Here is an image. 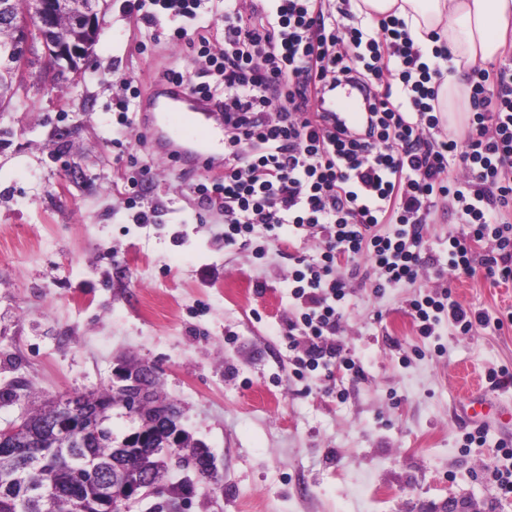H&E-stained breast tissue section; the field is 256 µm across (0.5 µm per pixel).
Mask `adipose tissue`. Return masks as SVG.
<instances>
[{"instance_id": "adipose-tissue-1", "label": "adipose tissue", "mask_w": 512, "mask_h": 512, "mask_svg": "<svg viewBox=\"0 0 512 512\" xmlns=\"http://www.w3.org/2000/svg\"><path fill=\"white\" fill-rule=\"evenodd\" d=\"M350 6L373 22L389 14L403 19L425 62L447 47L453 72L438 94L446 113L467 105L473 66L512 53V0H350Z\"/></svg>"}]
</instances>
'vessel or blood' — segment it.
<instances>
[{"label": "vessel or blood", "instance_id": "obj_1", "mask_svg": "<svg viewBox=\"0 0 512 512\" xmlns=\"http://www.w3.org/2000/svg\"><path fill=\"white\" fill-rule=\"evenodd\" d=\"M148 100L153 112L152 136L161 153L191 159L202 167L222 163L223 154L214 149L222 122L213 108L186 89L167 85L151 86ZM329 106L345 125L359 124L363 118V94L353 85L342 84Z\"/></svg>", "mask_w": 512, "mask_h": 512}]
</instances>
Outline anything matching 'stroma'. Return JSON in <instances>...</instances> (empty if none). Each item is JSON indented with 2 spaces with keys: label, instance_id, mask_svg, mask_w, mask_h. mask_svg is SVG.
<instances>
[{
  "label": "stroma",
  "instance_id": "stroma-1",
  "mask_svg": "<svg viewBox=\"0 0 512 512\" xmlns=\"http://www.w3.org/2000/svg\"><path fill=\"white\" fill-rule=\"evenodd\" d=\"M176 26L106 0L82 75L46 81L36 62L0 112V427L97 391L134 360L155 368L159 394L216 459L215 494L195 490L184 512H448L453 498L512 512L492 476L512 448L498 418L512 410V280L480 266L450 274L448 236L466 227L437 210L415 283L376 290L366 258L338 257L340 356L296 371L310 340L288 330V281L318 239L283 229L261 255L225 245L219 205L201 204L182 164L154 151L138 188L127 184L146 129L123 81L145 90L167 68L194 74ZM133 192L151 223L134 222ZM442 291L487 323L463 334L444 320L420 336L409 302ZM478 396L497 411L476 423ZM479 429L485 443L465 445Z\"/></svg>",
  "mask_w": 512,
  "mask_h": 512
}]
</instances>
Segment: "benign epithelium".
<instances>
[{"instance_id":"1","label":"benign epithelium","mask_w":512,"mask_h":512,"mask_svg":"<svg viewBox=\"0 0 512 512\" xmlns=\"http://www.w3.org/2000/svg\"><path fill=\"white\" fill-rule=\"evenodd\" d=\"M100 14L99 0H0V67L13 80L12 87H0V111L11 106L19 80L39 50L51 63L50 73L80 75L98 39ZM110 386L112 407L123 409L135 423L116 448L119 457L127 456L134 440L146 436L153 425L179 416L141 368H122ZM90 397V393L72 395L59 404L46 444L16 447L17 437L27 430V415L0 427V494L16 500L23 512H66L62 505L80 501L82 486L89 482L95 483L98 512H129L132 504L157 495L151 479L131 475L123 463L114 464L108 473L89 454L71 455V449L86 443L90 435L110 431L112 413L104 410L98 411L91 425L84 424L85 401ZM161 453L167 468L190 469L199 475L215 467L214 457L201 442L189 448L164 447ZM60 455L70 459L64 479L49 475L46 468L47 460Z\"/></svg>"}]
</instances>
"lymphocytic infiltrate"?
<instances>
[{"instance_id": "f902f5d3", "label": "lymphocytic infiltrate", "mask_w": 512, "mask_h": 512, "mask_svg": "<svg viewBox=\"0 0 512 512\" xmlns=\"http://www.w3.org/2000/svg\"><path fill=\"white\" fill-rule=\"evenodd\" d=\"M260 19L224 0V48L211 54L201 31L176 39L204 57L196 75L167 70L224 113V174L191 189L224 211V243L250 239L256 227L322 239L319 258L300 259L291 275L300 323L315 338L305 366L316 370L340 319L345 278L338 256L367 254L377 288L413 283L423 262V226L449 207L466 233L448 238V265L468 274L481 262L489 278H512V68L468 76L470 117L463 139L449 137L438 107L445 80L437 49L426 64L405 22L387 15L365 27L340 0H270ZM356 83L367 106L357 131L331 124L315 107L343 82ZM459 172L447 178L450 163ZM388 232H381V225ZM489 242L482 258L473 246ZM420 335L441 317L469 332L474 316L447 293L410 303Z\"/></svg>"}]
</instances>
